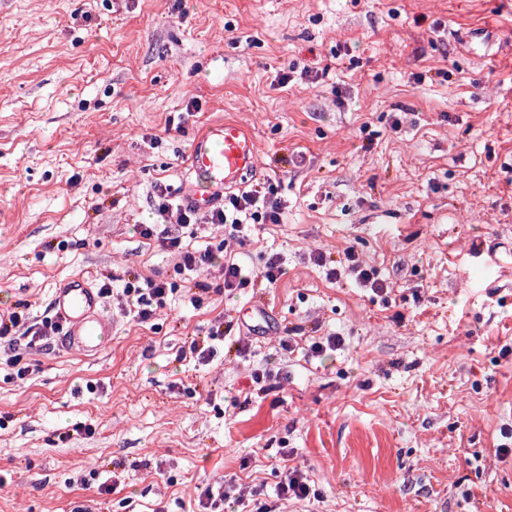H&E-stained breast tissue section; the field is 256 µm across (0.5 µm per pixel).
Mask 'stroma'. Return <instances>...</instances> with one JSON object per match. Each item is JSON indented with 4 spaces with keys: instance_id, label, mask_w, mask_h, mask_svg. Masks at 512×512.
Segmentation results:
<instances>
[{
    "instance_id": "35a3bbf8",
    "label": "stroma",
    "mask_w": 512,
    "mask_h": 512,
    "mask_svg": "<svg viewBox=\"0 0 512 512\" xmlns=\"http://www.w3.org/2000/svg\"><path fill=\"white\" fill-rule=\"evenodd\" d=\"M225 119L284 221L185 234L254 280L139 321L125 272L189 283L139 233L154 187ZM75 275L111 279L112 344L47 338L22 380L0 347V512H200L223 483L252 512L291 467L283 512H512V0H0V304L48 316ZM346 260L350 262L348 268L351 273H353L356 277V280L365 287L370 286L374 291H383L384 288H387L383 281L375 278L374 271L372 269L363 268L362 263L356 258L355 254L352 250H347L346 252ZM309 495V486L301 470L289 468L285 471L283 480L277 489L275 502L260 504L255 512H279L281 505L292 498L305 499ZM281 502V503H279Z\"/></svg>"
}]
</instances>
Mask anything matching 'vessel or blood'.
Returning a JSON list of instances; mask_svg holds the SVG:
<instances>
[{
  "label": "vessel or blood",
  "mask_w": 512,
  "mask_h": 512,
  "mask_svg": "<svg viewBox=\"0 0 512 512\" xmlns=\"http://www.w3.org/2000/svg\"><path fill=\"white\" fill-rule=\"evenodd\" d=\"M186 158L179 197L199 212L213 210L223 202L226 190L240 186L258 169L254 137L232 120L210 124L194 136ZM51 311L62 327L66 348L93 357L109 345L115 323L105 314L101 293L88 278L73 276L59 282Z\"/></svg>",
  "instance_id": "vessel-or-blood-1"
}]
</instances>
